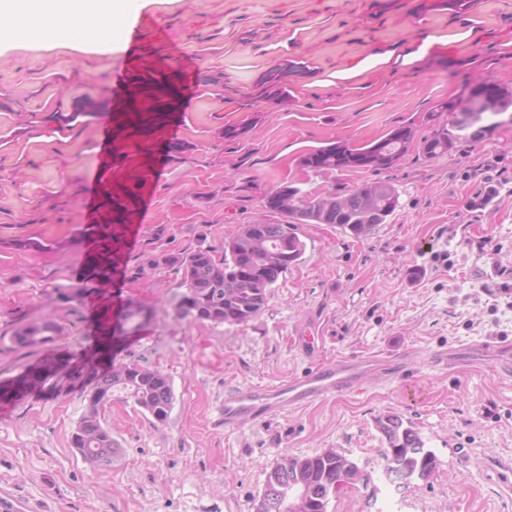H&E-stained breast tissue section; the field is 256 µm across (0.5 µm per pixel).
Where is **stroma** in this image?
<instances>
[{
  "instance_id": "35a3bbf8",
  "label": "stroma",
  "mask_w": 512,
  "mask_h": 512,
  "mask_svg": "<svg viewBox=\"0 0 512 512\" xmlns=\"http://www.w3.org/2000/svg\"><path fill=\"white\" fill-rule=\"evenodd\" d=\"M289 61L307 73L287 103H269L260 79ZM477 78L512 89V0L454 10L436 0H138L123 47L0 40V383L48 358L81 365L133 300L157 318L126 347L167 373L175 394L161 424L130 403L105 408L115 449L106 472L70 445L86 400L65 377L0 405V492L29 512H253L282 455L337 448L368 479L337 490L328 512H512L495 469L512 462V378L490 360L453 372L430 362L437 349L512 339V109L491 138L432 160L413 146L378 172L299 163L330 142L359 146L401 125L428 136L429 113L463 99ZM87 99L101 114L68 122ZM230 125L249 131L228 139ZM486 163L509 180L474 209L469 175ZM374 181L399 193L387 223L358 239L300 225L302 261L247 324L175 319L179 275L151 268L152 254L220 250L243 225L276 221L263 199L281 184L322 194ZM102 224L117 235L118 278L58 303L57 289L87 281ZM28 238L39 249L21 247ZM38 315L55 316L66 339L13 348L15 323ZM309 327L323 359L410 353L409 384L371 379L360 392L225 430V388L309 367L297 343ZM389 412L435 453L427 480L385 483L375 420Z\"/></svg>"
}]
</instances>
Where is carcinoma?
<instances>
[{"instance_id": "1", "label": "carcinoma", "mask_w": 512, "mask_h": 512, "mask_svg": "<svg viewBox=\"0 0 512 512\" xmlns=\"http://www.w3.org/2000/svg\"><path fill=\"white\" fill-rule=\"evenodd\" d=\"M306 66L290 63L267 71L261 78L263 93L280 104L288 99L291 78H301ZM466 122H438L432 133L420 141L422 156L428 159L447 153L460 140L478 142L493 135L501 125L497 117L512 107V93L504 94L500 107L472 118L470 99L455 104ZM414 140L409 125L392 129L386 136L360 147L336 141L313 149L301 156L300 165L316 173L361 170H385L398 164L408 153ZM399 195L393 185L384 181L367 182L345 193L310 198L301 189L288 191V209L280 208L277 191L265 197V208L277 214V222L259 221L246 224L235 236L224 242L221 257L214 256L210 247L198 246L179 254H162L150 259L153 267L175 265L181 272L179 292L174 305L175 316L214 326H240L255 318L264 309L267 293L288 269L302 260L306 244L294 221L297 211L308 209L319 224H334L344 233L361 238L374 227L386 223L396 210ZM112 251L98 254L92 262L90 280L104 279L112 269ZM86 287L57 290V301L71 304L82 300ZM156 317L155 310L132 302L118 313L116 328L106 334L107 345L98 354L112 355L108 370L95 369L85 375L78 373L72 388L87 400L85 411L72 435L71 447L84 448L81 460L95 471L112 469V431L101 418L105 406L114 400L133 402L163 423L174 405L171 378L161 370L140 363L133 356H117L115 350L122 340L138 334ZM61 326L50 316H31L14 326L11 342L19 349L41 347L62 335ZM54 361H44L28 368L11 383L0 387V402H10L17 396L42 390L58 375ZM379 431L386 438L384 460L394 451L412 449L411 463L419 466L424 458L425 443L415 429L396 414L378 417ZM345 484L344 464L336 450L328 448L318 454L295 456L285 454L266 472L264 486L274 491L270 512H282V505L296 490L306 487L315 494L311 512H324L320 501L322 492L334 493Z\"/></svg>"}]
</instances>
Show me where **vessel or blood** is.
Returning a JSON list of instances; mask_svg holds the SVG:
<instances>
[{
	"mask_svg": "<svg viewBox=\"0 0 512 512\" xmlns=\"http://www.w3.org/2000/svg\"><path fill=\"white\" fill-rule=\"evenodd\" d=\"M494 359L503 374H512V341L498 340L480 345L438 350L432 365L450 370L465 363ZM410 360L406 355L348 356L319 360L299 375L272 385H245L226 391L222 404L225 429L237 428L250 419L265 422L281 414L342 395L358 392L368 377L382 381L404 378Z\"/></svg>",
	"mask_w": 512,
	"mask_h": 512,
	"instance_id": "1",
	"label": "vessel or blood"
}]
</instances>
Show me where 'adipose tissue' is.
Here are the masks:
<instances>
[{
    "mask_svg": "<svg viewBox=\"0 0 512 512\" xmlns=\"http://www.w3.org/2000/svg\"><path fill=\"white\" fill-rule=\"evenodd\" d=\"M133 0H0V17L14 21L11 38L93 39L109 47L123 43Z\"/></svg>",
    "mask_w": 512,
    "mask_h": 512,
    "instance_id": "adipose-tissue-1",
    "label": "adipose tissue"
}]
</instances>
